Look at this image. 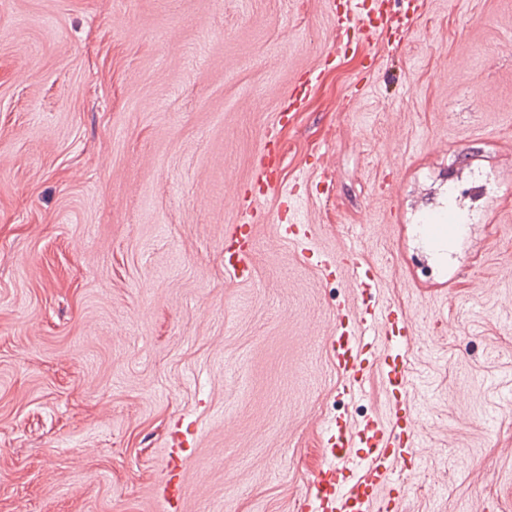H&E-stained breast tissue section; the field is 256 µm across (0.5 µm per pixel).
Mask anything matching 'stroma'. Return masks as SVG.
Wrapping results in <instances>:
<instances>
[{"mask_svg": "<svg viewBox=\"0 0 512 512\" xmlns=\"http://www.w3.org/2000/svg\"><path fill=\"white\" fill-rule=\"evenodd\" d=\"M334 42L328 0H0V512H297L351 401L328 352L354 252L411 311L423 465L398 512H512V0H419ZM281 130L309 245L236 194ZM457 220L449 247L425 226ZM258 190L246 192L240 200V208L246 217L244 224H237L229 234L237 247H229L224 252V269L239 281H247L252 277V269L248 263V250L252 242L254 217L260 211L261 204L268 191L279 187L281 180L277 173L261 166L256 178Z\"/></svg>", "mask_w": 512, "mask_h": 512, "instance_id": "35a3bbf8", "label": "stroma"}]
</instances>
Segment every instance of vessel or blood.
<instances>
[{
    "mask_svg": "<svg viewBox=\"0 0 512 512\" xmlns=\"http://www.w3.org/2000/svg\"><path fill=\"white\" fill-rule=\"evenodd\" d=\"M388 0H341L337 6L336 28L357 31L373 40L380 31L404 29L408 15L388 8ZM257 189L240 200L245 223L235 225L233 241L224 254V269L235 279L252 277L248 250L252 242V221L270 189L281 181L273 170L260 169ZM328 274L348 271L364 306L358 318L339 321L330 354L345 378L343 394L358 399L369 379L371 367H379L389 396L388 418L367 416L356 421L336 419L325 429L328 462L317 483L304 497L301 512H395L393 498H380L385 487L399 483L398 475L419 459L420 409L409 404L406 395L415 381L406 364L411 326L406 313L380 301L371 278L354 255L324 259Z\"/></svg>",
    "mask_w": 512,
    "mask_h": 512,
    "instance_id": "1",
    "label": "vessel or blood"
}]
</instances>
